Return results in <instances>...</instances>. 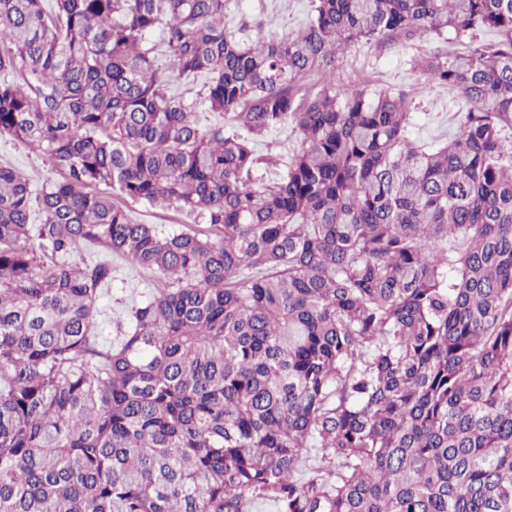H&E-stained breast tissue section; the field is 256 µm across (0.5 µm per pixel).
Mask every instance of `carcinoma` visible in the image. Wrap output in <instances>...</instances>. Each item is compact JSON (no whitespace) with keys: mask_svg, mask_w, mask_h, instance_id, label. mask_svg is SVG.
Segmentation results:
<instances>
[{"mask_svg":"<svg viewBox=\"0 0 512 512\" xmlns=\"http://www.w3.org/2000/svg\"><path fill=\"white\" fill-rule=\"evenodd\" d=\"M225 6L0 0V135L61 176L0 166V512H512V0H313L248 43ZM448 34L413 68L470 108L430 150L408 93L336 76ZM87 244L158 278L110 340ZM149 42L151 44H155L156 52L159 58V67L162 72L166 76L168 82V90L169 93L174 95H182L184 98L192 99L196 98L197 94L203 93L202 85L204 80L199 79L198 83L194 86L186 85L181 80L177 78V75L169 71L167 68L169 66L168 58L165 53V45L163 43V35H162V27L156 28L148 37ZM202 89V90H201ZM297 135L291 127L279 129L269 134L264 141L258 143L257 152L261 155H277L285 159L296 145ZM133 219L141 224H158L165 231H175L188 220L173 208L151 207L141 203H125Z\"/></svg>","mask_w":512,"mask_h":512,"instance_id":"carcinoma-1","label":"carcinoma"}]
</instances>
